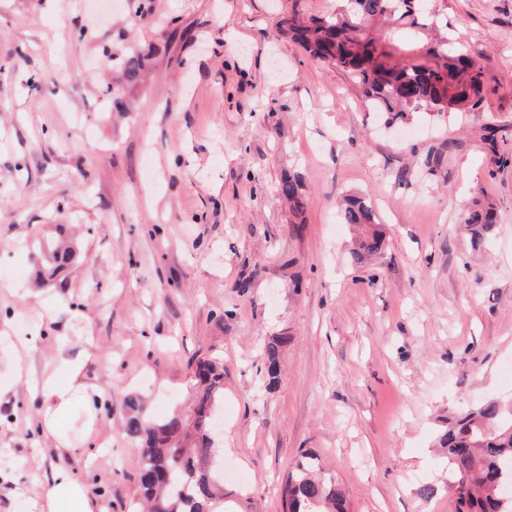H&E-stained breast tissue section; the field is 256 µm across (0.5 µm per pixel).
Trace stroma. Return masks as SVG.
<instances>
[{
    "label": "stroma",
    "instance_id": "35a3bbf8",
    "mask_svg": "<svg viewBox=\"0 0 512 512\" xmlns=\"http://www.w3.org/2000/svg\"><path fill=\"white\" fill-rule=\"evenodd\" d=\"M338 6L146 0L138 16L127 0H0V372L37 378L64 357L107 394L92 414L71 400L61 456L27 382L0 395V512H39L61 465L97 512H129L125 402L151 421L191 409L203 356L224 360L216 446L238 512H283L276 488L305 452L349 512H452L439 435L477 403L512 402V164L483 141L495 130L512 155V0H435L438 26L374 28L409 65L457 38L489 86L480 109L389 128L280 30ZM123 42L154 56L119 112L99 56ZM290 176L299 211L278 192ZM477 193L498 211L480 251L459 221ZM348 194L386 233L358 263ZM60 233L78 262L64 285L37 284L35 243ZM276 336L272 384L259 353Z\"/></svg>",
    "mask_w": 512,
    "mask_h": 512
}]
</instances>
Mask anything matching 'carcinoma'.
<instances>
[{"label": "carcinoma", "mask_w": 512, "mask_h": 512, "mask_svg": "<svg viewBox=\"0 0 512 512\" xmlns=\"http://www.w3.org/2000/svg\"><path fill=\"white\" fill-rule=\"evenodd\" d=\"M348 6L336 16L313 17L307 21L294 16L281 21L283 30L293 34L309 55L331 62L346 71L362 89L365 99L394 123L411 109L444 112L479 108L486 96L483 69L453 47L436 42L427 55L435 65H405L396 61L382 40L372 35L373 18L390 16L399 20L416 14L419 0H346ZM102 56L108 65L117 64L122 81L109 93L123 105L124 85L137 82L150 60V52L132 47L122 54L106 48ZM280 194L297 209L304 207L299 181L282 180ZM345 224H357L368 232L351 251L353 262L379 253L385 232L374 219L365 200L351 196L342 213ZM460 223L471 230V246L486 245L496 225L494 207L474 198L460 213ZM44 255L39 276L57 281L78 259L77 252L49 239L37 243ZM288 337L268 342L261 357L268 379L278 375L280 348ZM199 392L194 407L172 413L155 423L141 416L137 400L126 403V433L140 455L139 489L148 512H233L224 506L227 494H218L223 473L209 469L213 452L212 424L224 398V364L214 358L196 361ZM451 476L449 487L455 512H512V498L504 499L503 488L512 486V408L487 400L459 414L440 436ZM279 491L287 512H346L345 500L332 480L321 475L318 458L303 453L288 472Z\"/></svg>", "instance_id": "obj_1"}]
</instances>
